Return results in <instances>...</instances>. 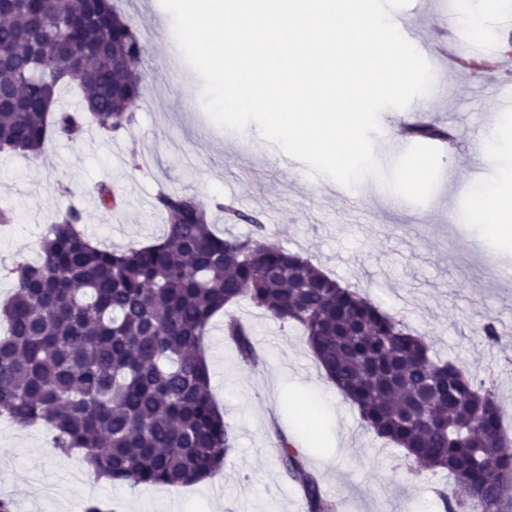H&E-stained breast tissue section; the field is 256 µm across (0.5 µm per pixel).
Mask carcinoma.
<instances>
[{
	"mask_svg": "<svg viewBox=\"0 0 512 512\" xmlns=\"http://www.w3.org/2000/svg\"><path fill=\"white\" fill-rule=\"evenodd\" d=\"M0 46L10 54L0 97L21 100L0 108V152L34 159L88 124L110 133L131 124L142 46L112 0H0ZM65 86L80 110L57 111ZM406 131L449 136L429 123ZM155 206L166 227L150 243L102 248L71 208L42 234L38 260L5 268L13 294L0 305V414L42 428L98 480L182 487L213 478L236 435L212 398L202 343L216 315L244 302L301 331L367 430L448 473L445 512H512V453L492 386L436 357L426 337L311 258L268 242L264 225L223 238L193 195L161 190ZM224 336L243 364L260 362L246 321L227 316ZM274 434L308 512H334L303 451Z\"/></svg>",
	"mask_w": 512,
	"mask_h": 512,
	"instance_id": "cac0c4a2",
	"label": "carcinoma"
}]
</instances>
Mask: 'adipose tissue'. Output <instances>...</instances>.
<instances>
[{
	"instance_id": "adipose-tissue-1",
	"label": "adipose tissue",
	"mask_w": 512,
	"mask_h": 512,
	"mask_svg": "<svg viewBox=\"0 0 512 512\" xmlns=\"http://www.w3.org/2000/svg\"><path fill=\"white\" fill-rule=\"evenodd\" d=\"M470 208L485 235L493 241L512 239V178L505 182L475 185Z\"/></svg>"
}]
</instances>
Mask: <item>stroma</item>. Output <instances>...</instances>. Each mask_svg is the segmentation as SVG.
Masks as SVG:
<instances>
[{
  "mask_svg": "<svg viewBox=\"0 0 512 512\" xmlns=\"http://www.w3.org/2000/svg\"><path fill=\"white\" fill-rule=\"evenodd\" d=\"M143 46L142 95L126 129L88 127L77 140L52 141L39 158L0 153V207L13 220L0 225V256L33 261L46 227L78 208L90 238L116 249L162 235L165 217L155 196L166 189L196 196L222 235L253 227L224 220V206L257 216L269 242L311 256L342 285L425 336L441 357L475 380L493 383L503 428L512 439V245L483 236L481 224L462 223L473 180L499 181L512 172V146L485 157L491 106L512 94V12L504 0H482L483 29L448 15V0H411L399 9L417 38L432 44L449 31L471 57L495 60L485 72H462L432 54L430 90L399 117L452 130L462 147L443 154L437 185L422 204L399 203L380 179L348 189L303 162H289L263 139L257 124L235 131L217 125L203 106V80L185 60L172 19L160 0H114ZM111 184L120 204L103 209L96 188ZM277 221H270L269 211ZM232 314L252 327L262 362L247 367L215 318L204 339L212 357L211 391L232 425L236 444L223 471L207 486L111 485L95 480L75 457L50 448L44 431L0 417V498L14 512H83L87 500L118 504L120 512H296L302 497L279 464L270 431L278 418L305 453L337 512H441L446 480L381 447L357 410L328 384L298 331L241 304ZM494 320L500 340L488 347L478 326ZM314 414L297 425V404Z\"/></svg>",
  "mask_w": 512,
  "mask_h": 512,
  "instance_id": "35a3bbf8",
  "label": "stroma"
}]
</instances>
